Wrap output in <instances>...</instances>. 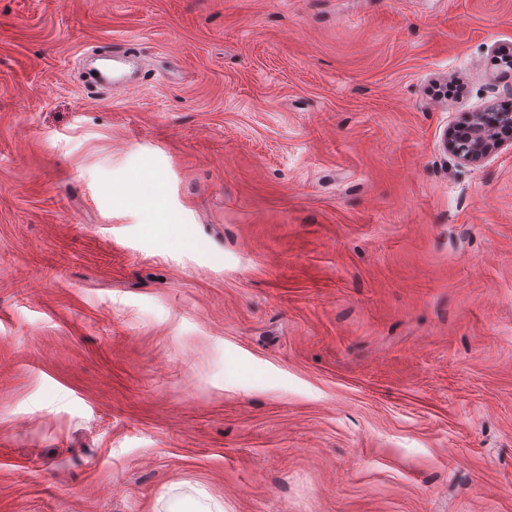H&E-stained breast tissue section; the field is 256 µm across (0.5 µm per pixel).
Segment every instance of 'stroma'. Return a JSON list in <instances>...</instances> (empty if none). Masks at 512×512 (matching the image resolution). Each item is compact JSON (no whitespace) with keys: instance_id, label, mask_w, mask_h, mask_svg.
<instances>
[{"instance_id":"obj_1","label":"stroma","mask_w":512,"mask_h":512,"mask_svg":"<svg viewBox=\"0 0 512 512\" xmlns=\"http://www.w3.org/2000/svg\"><path fill=\"white\" fill-rule=\"evenodd\" d=\"M502 47L512 0H0V512H512V142H441Z\"/></svg>"}]
</instances>
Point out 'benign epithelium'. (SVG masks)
Listing matches in <instances>:
<instances>
[{"label":"benign epithelium","instance_id":"benign-epithelium-1","mask_svg":"<svg viewBox=\"0 0 512 512\" xmlns=\"http://www.w3.org/2000/svg\"><path fill=\"white\" fill-rule=\"evenodd\" d=\"M512 129V112H476L444 133V146L460 163L482 160L504 145L501 127Z\"/></svg>","mask_w":512,"mask_h":512}]
</instances>
